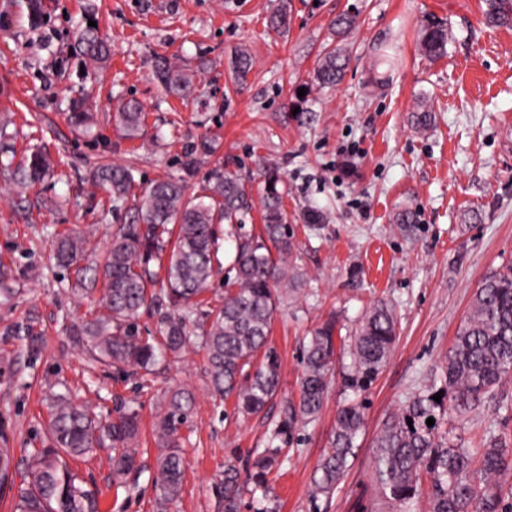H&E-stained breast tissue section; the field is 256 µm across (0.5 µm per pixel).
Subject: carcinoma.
I'll return each instance as SVG.
<instances>
[{
    "label": "carcinoma",
    "mask_w": 512,
    "mask_h": 512,
    "mask_svg": "<svg viewBox=\"0 0 512 512\" xmlns=\"http://www.w3.org/2000/svg\"><path fill=\"white\" fill-rule=\"evenodd\" d=\"M486 20L512 26V0H486ZM290 14L283 4L267 17L276 31L288 29ZM357 23L348 11L332 23L334 41L325 47L310 76L301 84L307 93L314 87L337 85L348 67L345 40ZM448 25L425 19L420 51L431 59L447 54ZM75 51L92 64L109 60L111 48L95 26L75 32ZM252 57L246 49L235 52L231 78L239 82L249 73ZM393 62L380 58L369 83L377 90L390 85ZM155 77L180 99L192 97L196 75L176 67L165 57L155 62ZM432 105L421 100L412 115L418 131L433 125ZM116 121L127 139L145 135L144 114L135 99L125 101ZM10 170L13 182L28 188L50 173V157L36 148ZM261 198L263 224L258 233L232 232L224 304L205 307L199 297L208 290L219 262L218 226L242 225L253 208L244 178L216 168L208 186L196 197L185 194L184 181H156L135 192L134 168L112 164L98 167L95 183L109 194L112 206H128L132 220L118 225L104 262L86 264V238L76 234L58 237L54 260L72 272L69 291L84 295L100 290L97 314L71 329L72 341L91 359L119 371L153 372L167 356L176 357L192 343L205 351L214 397L234 398V409L243 416L259 413L277 393L280 359L268 347V336L278 304V286L298 288L302 273L294 263L295 244L286 224L282 178L271 166L263 168ZM399 229L416 230L417 213L405 208L394 216ZM157 270H151V265ZM158 316L157 337L138 332L140 311ZM398 318L394 306L378 302L362 316L349 345L350 363L343 371L344 384L357 394L366 391L389 362L397 341ZM337 322L330 318L313 332L303 347V373L298 400L289 404L288 425L316 420L328 396L335 373ZM12 336L27 341V351H40L35 319L16 323ZM512 376V264L489 273L473 295L468 316L458 327L441 373L413 392L391 414L376 437L373 483L377 496L398 506L399 512H416L418 499L427 494L429 512H501L504 485L512 476V448L491 432L477 446L451 443L439 432L449 417L461 421ZM441 393V401L433 395ZM193 394L187 389L169 392L157 413L159 454L154 476L157 510L181 492L185 459L180 431L188 423ZM48 445L29 454L25 486L15 498L13 512H100L96 492L70 466L69 460L110 446L112 475L124 479L141 471L139 461V412L129 407L116 417H102L79 403L70 391L48 396ZM435 419L434 425L426 423ZM412 424H407V420ZM365 425V406L353 398L336 411L330 450L318 462L313 477V497L336 490L354 455L356 440ZM279 448H268L254 461L253 471L242 474L232 463L212 484L219 512H239L246 482L265 483L272 470L282 466ZM13 449L0 447V489L11 482Z\"/></svg>",
    "instance_id": "carcinoma-1"
}]
</instances>
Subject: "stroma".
Instances as JSON below:
<instances>
[{
  "label": "stroma",
  "mask_w": 512,
  "mask_h": 512,
  "mask_svg": "<svg viewBox=\"0 0 512 512\" xmlns=\"http://www.w3.org/2000/svg\"><path fill=\"white\" fill-rule=\"evenodd\" d=\"M42 17L30 25L19 0H0V144L14 162L31 149L48 153L53 175L17 191L0 170V263L10 266L16 293L0 302V431L13 448V478L21 480L32 449L41 447L49 387L66 386L101 414L118 403L136 408L143 470L128 483L112 476L111 448L74 461L95 489L102 512H155L156 447L153 423L167 388L195 396L180 432L186 458L182 492L170 512H217L210 486L233 462L251 469L265 448H282L280 471L264 487L247 486L242 512H390L375 495L374 439L406 397L439 371L482 279L512 262V27L485 20V0H288V33L269 30L278 0H40ZM358 8L353 57L341 83L313 89L312 120L285 119L295 87L308 81L329 27ZM449 26L447 56L428 61L418 51L424 17ZM89 18L112 48L109 61L89 75L73 55L76 24ZM253 67L230 78L236 50ZM393 56L391 86L369 83L381 55ZM196 71L198 90L182 100L154 78L157 56ZM435 109L432 130L419 133L411 115L419 98ZM82 98L95 123L69 120ZM138 100L146 135L125 139L115 114ZM211 152L202 154L201 142ZM196 150L193 172L185 153ZM286 183L284 208L294 231L300 288L280 289L269 344L281 358L277 395L264 411L238 417L233 400L216 401L204 351L187 348L168 358L146 384L114 368L96 366L75 348L72 325L97 308L96 294L73 296L51 260L55 235L88 236L91 260H102L112 233L129 219L112 208L92 178L102 164L134 167L138 187L185 178L186 193L201 194L210 173L241 174L253 197L263 187V163ZM419 213L415 236L393 222L399 209ZM398 313V338L382 373L364 394L365 428L349 468L331 498H313L315 467L329 449L336 409L346 398L333 384L315 422L285 431L288 403L297 399L302 344L329 316L342 334L355 328L376 301ZM36 316L42 346L30 357L23 340L5 330ZM468 443L492 430L512 444V379L464 423H449Z\"/></svg>",
  "instance_id": "stroma-1"
}]
</instances>
